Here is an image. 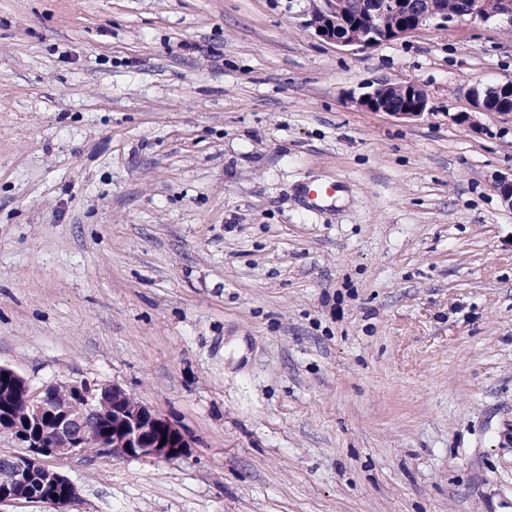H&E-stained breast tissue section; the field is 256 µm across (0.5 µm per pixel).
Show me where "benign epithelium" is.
<instances>
[{
    "mask_svg": "<svg viewBox=\"0 0 512 512\" xmlns=\"http://www.w3.org/2000/svg\"><path fill=\"white\" fill-rule=\"evenodd\" d=\"M310 26L317 36L346 47L365 49L410 36L427 23L474 20L512 25V3L459 0L455 13L435 7L440 0H311ZM399 101L368 91L358 103L370 112L417 117L431 110L428 93L415 83L399 85ZM512 84L473 89L471 106L478 112L507 113ZM0 408L23 410L21 450L0 459V506L26 501L53 512H68L79 500L78 487L46 466V460H79L83 439L97 436L100 457L172 460L184 456L190 443L180 427L156 413L116 384L58 382L35 393L13 369L0 366Z\"/></svg>",
    "mask_w": 512,
    "mask_h": 512,
    "instance_id": "7a95c632",
    "label": "benign epithelium"
}]
</instances>
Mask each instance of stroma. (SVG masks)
Instances as JSON below:
<instances>
[{"label": "stroma", "mask_w": 512, "mask_h": 512, "mask_svg": "<svg viewBox=\"0 0 512 512\" xmlns=\"http://www.w3.org/2000/svg\"><path fill=\"white\" fill-rule=\"evenodd\" d=\"M310 9L0 0V365L191 445L51 460L71 512H512V115L460 120L512 29L357 50ZM406 82L430 112L357 104Z\"/></svg>", "instance_id": "1"}]
</instances>
